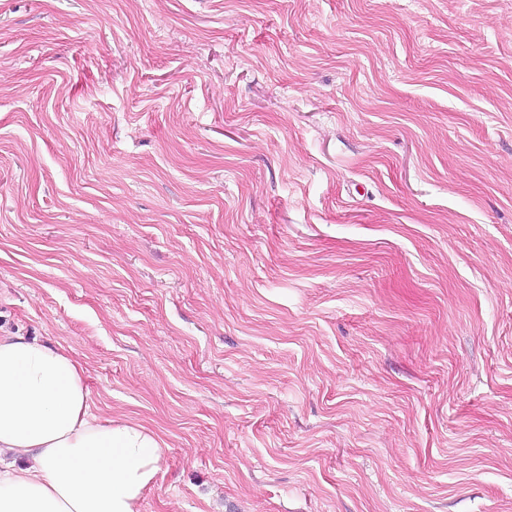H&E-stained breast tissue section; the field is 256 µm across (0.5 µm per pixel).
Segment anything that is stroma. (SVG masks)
<instances>
[{
    "mask_svg": "<svg viewBox=\"0 0 512 512\" xmlns=\"http://www.w3.org/2000/svg\"><path fill=\"white\" fill-rule=\"evenodd\" d=\"M0 330L140 512H512V0H0Z\"/></svg>",
    "mask_w": 512,
    "mask_h": 512,
    "instance_id": "35a3bbf8",
    "label": "stroma"
}]
</instances>
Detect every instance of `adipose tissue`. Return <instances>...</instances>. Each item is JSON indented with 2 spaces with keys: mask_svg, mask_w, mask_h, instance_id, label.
Here are the masks:
<instances>
[{
  "mask_svg": "<svg viewBox=\"0 0 512 512\" xmlns=\"http://www.w3.org/2000/svg\"><path fill=\"white\" fill-rule=\"evenodd\" d=\"M160 460L152 431L92 414L62 346L0 334V512H139Z\"/></svg>",
  "mask_w": 512,
  "mask_h": 512,
  "instance_id": "1",
  "label": "adipose tissue"
}]
</instances>
